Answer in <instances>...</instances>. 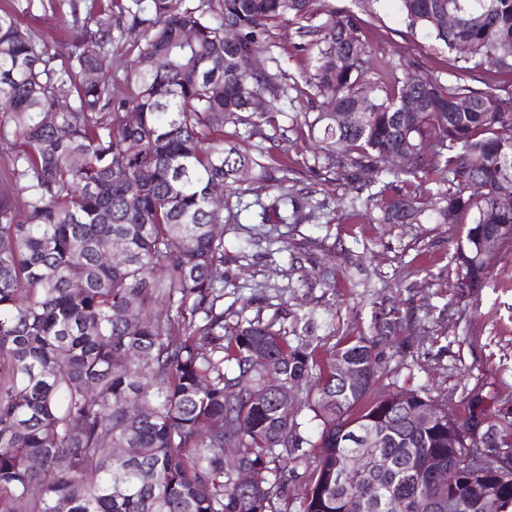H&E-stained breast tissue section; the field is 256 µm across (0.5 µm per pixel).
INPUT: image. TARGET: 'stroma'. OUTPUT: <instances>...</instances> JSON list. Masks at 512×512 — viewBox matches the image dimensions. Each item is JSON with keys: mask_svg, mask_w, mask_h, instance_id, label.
<instances>
[{"mask_svg": "<svg viewBox=\"0 0 512 512\" xmlns=\"http://www.w3.org/2000/svg\"><path fill=\"white\" fill-rule=\"evenodd\" d=\"M92 0H44L22 13L23 26L53 47L80 32ZM367 22L374 49L453 73L447 49L412 32L399 19L396 0H336ZM272 46L258 55L272 70L299 76L305 62L295 56L296 27L274 28ZM267 135L278 138L288 162L311 191L304 219L295 224L257 223L266 189L242 196L246 209L224 227L227 261L224 314L228 322L260 317L310 336L320 354L342 340L373 336L382 322L401 332L384 346L385 363L374 389L388 392L426 386L461 410L473 387H483L512 408V249L492 261L486 288L466 295L457 286L451 260L462 225L377 224L368 211L353 216L337 209L347 187L342 176L310 173L314 142L307 135L302 103H283Z\"/></svg>", "mask_w": 512, "mask_h": 512, "instance_id": "35a3bbf8", "label": "stroma"}]
</instances>
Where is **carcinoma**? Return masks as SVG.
Listing matches in <instances>:
<instances>
[{"label": "carcinoma", "instance_id": "obj_1", "mask_svg": "<svg viewBox=\"0 0 512 512\" xmlns=\"http://www.w3.org/2000/svg\"><path fill=\"white\" fill-rule=\"evenodd\" d=\"M315 2L99 0L83 19L94 37L59 50L0 13V512H278L274 476L297 459L313 465L304 512H384L390 494L483 512L490 493L512 512L511 476L464 465L470 447H512V409L492 394L468 392L461 419L424 387L372 397L378 340H345L322 360L282 325L224 319L214 228L240 220L211 197L262 181L273 196L259 223L300 209L279 145L254 155L224 138L242 125L269 139L274 115L249 108L255 94L273 108L290 89L306 99L314 165L345 177L351 209L378 210V224L465 225L452 261L468 290L512 247V209L499 205L512 197V0H398L408 28L456 53L453 81L376 54L365 20ZM448 12L451 26L437 21ZM284 22L308 60L303 88L251 65ZM116 32L138 37L122 91L106 74ZM488 67L503 79L473 88ZM390 155L406 163L382 167ZM114 244L125 263L101 261ZM339 361L364 383L341 380ZM303 402L318 421L311 439L299 435ZM426 406L436 416L417 428ZM365 433L382 473L349 466ZM429 462L446 480L426 477ZM241 469L254 474L246 489Z\"/></svg>", "mask_w": 512, "mask_h": 512}]
</instances>
